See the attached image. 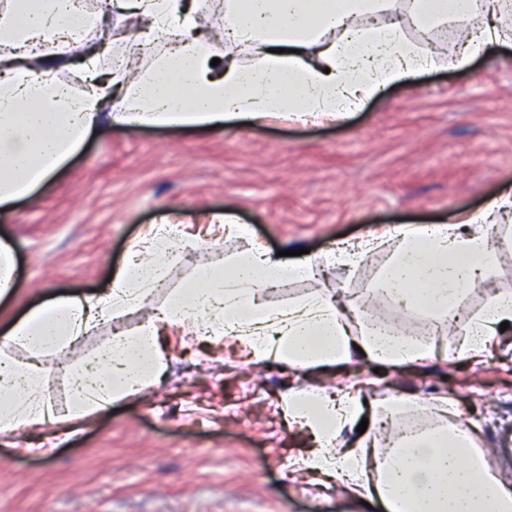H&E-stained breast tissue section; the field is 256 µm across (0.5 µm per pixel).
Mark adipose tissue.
Returning <instances> with one entry per match:
<instances>
[{
  "instance_id": "obj_1",
  "label": "adipose tissue",
  "mask_w": 512,
  "mask_h": 512,
  "mask_svg": "<svg viewBox=\"0 0 512 512\" xmlns=\"http://www.w3.org/2000/svg\"><path fill=\"white\" fill-rule=\"evenodd\" d=\"M422 41L409 39L387 0H224L222 31L207 29L195 0H117L144 43L162 42L163 54L145 71L111 69L105 60L123 32L76 0H6L0 10V211L35 195L94 132L103 115L121 125L223 128L274 114L298 120L343 117L379 94L436 67V30H455V65L512 48V0H405ZM478 27H467L470 17ZM96 35L98 52L76 68L75 83L56 78L48 48L67 47L74 34ZM224 40L237 54L216 56ZM249 64H242L240 55ZM122 103L113 107L112 94ZM512 212V188L461 224L406 225L394 233L341 247L328 264L356 271L390 237L400 244L383 267L378 288L402 313L447 319L460 297L490 277L499 249L491 239ZM226 232L245 241L225 266L200 272L166 306L147 309L171 259L196 247L185 232L158 227L130 246L110 288L42 302L0 330V436L17 437L47 424L73 427L155 382L168 368L162 335L178 333L211 344L236 336L255 361L275 359L300 369L333 368L363 350L367 360L405 366L433 355L430 341L354 313L350 302L309 296L272 309L262 288L310 275L307 261L288 262L247 239L242 227ZM141 322L113 336L96 355L69 368L68 403L58 411L47 396L46 364L53 353L77 348L83 336L131 312ZM512 323V290H492L483 310L458 323L457 357L485 350L502 322ZM24 360H17L14 349ZM285 414L314 440L302 461L319 482L383 501L387 512H512V487L493 476L472 426L457 419L452 401L434 404L395 394L364 405L359 394L294 388L282 397ZM417 425L400 426L401 418ZM367 429L350 448L339 435L358 423Z\"/></svg>"
}]
</instances>
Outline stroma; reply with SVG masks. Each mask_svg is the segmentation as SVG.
<instances>
[{
  "instance_id": "stroma-1",
  "label": "stroma",
  "mask_w": 512,
  "mask_h": 512,
  "mask_svg": "<svg viewBox=\"0 0 512 512\" xmlns=\"http://www.w3.org/2000/svg\"><path fill=\"white\" fill-rule=\"evenodd\" d=\"M439 68L341 120L285 117L224 129L103 122L58 175L0 215L16 252L13 297L0 319L45 300L107 288L129 247L153 226L204 235L214 217L246 225L266 250H306L314 278L265 291L269 306L327 292L392 326L420 331L373 293L388 254L356 273L326 265L340 240L360 241L402 225L455 224L477 216L512 186V50L453 69L445 32ZM241 241L227 235L170 265L153 305L199 270L224 265ZM457 338L433 336L421 365L375 368L362 357L301 371L253 362L240 340L207 345L167 336L165 375L90 418L44 460L0 439V512H384L341 487L308 481L298 463L309 432L286 421L282 395L321 384L376 401L404 392L454 400L482 448L512 428V331L477 359L451 354Z\"/></svg>"
}]
</instances>
